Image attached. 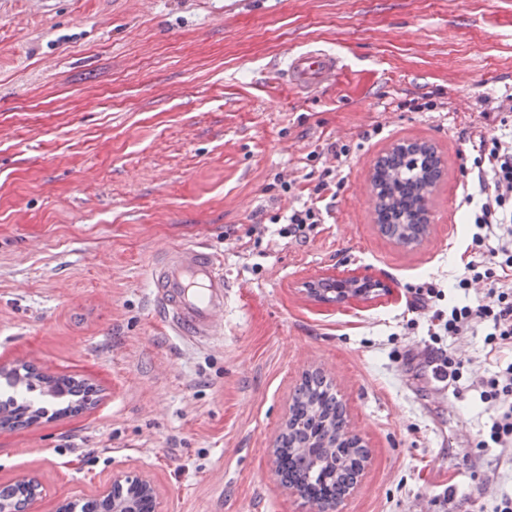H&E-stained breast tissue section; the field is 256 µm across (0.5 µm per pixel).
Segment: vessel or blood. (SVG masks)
I'll return each mask as SVG.
<instances>
[{"mask_svg":"<svg viewBox=\"0 0 512 512\" xmlns=\"http://www.w3.org/2000/svg\"><path fill=\"white\" fill-rule=\"evenodd\" d=\"M340 72L336 55L308 50L294 54L287 68L275 70L274 83L303 93L332 83ZM151 305L172 335L196 345L224 337L229 291L224 258L205 244H160L148 270Z\"/></svg>","mask_w":512,"mask_h":512,"instance_id":"obj_1","label":"vessel or blood"}]
</instances>
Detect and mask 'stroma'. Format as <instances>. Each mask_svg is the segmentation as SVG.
Wrapping results in <instances>:
<instances>
[{
	"mask_svg": "<svg viewBox=\"0 0 512 512\" xmlns=\"http://www.w3.org/2000/svg\"><path fill=\"white\" fill-rule=\"evenodd\" d=\"M308 48L342 57L339 83L267 82ZM510 95L512 0H0V366L100 390L78 415L0 429V486L37 477L34 512H56L124 466L161 512H312L270 448L319 369L371 456L335 512H441L450 489V512H492L512 452H469L489 418L477 394L414 378L428 317L408 301L470 259L469 134L511 131ZM404 140L444 169L412 248L379 232L370 181ZM327 168L321 223L281 237L271 216ZM168 240L223 254L222 344L188 347L153 315ZM329 275L384 288L309 297Z\"/></svg>",
	"mask_w": 512,
	"mask_h": 512,
	"instance_id": "1",
	"label": "stroma"
}]
</instances>
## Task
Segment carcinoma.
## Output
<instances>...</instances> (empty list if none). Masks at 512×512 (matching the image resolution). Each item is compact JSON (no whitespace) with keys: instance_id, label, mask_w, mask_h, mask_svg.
Segmentation results:
<instances>
[{"instance_id":"carcinoma-1","label":"carcinoma","mask_w":512,"mask_h":512,"mask_svg":"<svg viewBox=\"0 0 512 512\" xmlns=\"http://www.w3.org/2000/svg\"><path fill=\"white\" fill-rule=\"evenodd\" d=\"M433 156L421 157L405 144L394 147L390 158L374 166L371 176L378 224L395 235L403 246L419 243L427 233V224L415 221L421 200L435 186ZM375 283L362 280L331 281L323 292L315 294L322 302H340L352 296H367ZM15 392L0 400V425H30L46 413V408L31 409L29 394L42 397L76 398V404L60 409L67 413L95 403L96 390L74 377L52 376L30 364H22L7 373ZM339 399L331 382L317 373L304 377L296 390L292 412L281 445L276 448V471L299 489L317 512H332L353 484L366 461V449L351 434L347 420L338 411ZM33 487L16 482L0 489V508L11 512L32 495ZM76 512H112V502L96 500L73 504Z\"/></svg>"}]
</instances>
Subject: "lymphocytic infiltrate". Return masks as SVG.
<instances>
[{
  "label": "lymphocytic infiltrate",
  "instance_id": "obj_1",
  "mask_svg": "<svg viewBox=\"0 0 512 512\" xmlns=\"http://www.w3.org/2000/svg\"><path fill=\"white\" fill-rule=\"evenodd\" d=\"M477 155L476 192L463 196L468 224L474 228V257L464 267L455 286L462 291L484 285L480 298L471 304L443 305V289L426 283L413 291V310L430 315L429 343L424 354L412 361L417 375L442 373L449 383L466 384L492 412L480 431L477 449L512 448V358L499 357L487 375L471 376L470 368L453 352L442 347L443 337L469 335L475 324L487 326L484 342L492 349L512 347V135L487 136L475 132Z\"/></svg>",
  "mask_w": 512,
  "mask_h": 512
}]
</instances>
